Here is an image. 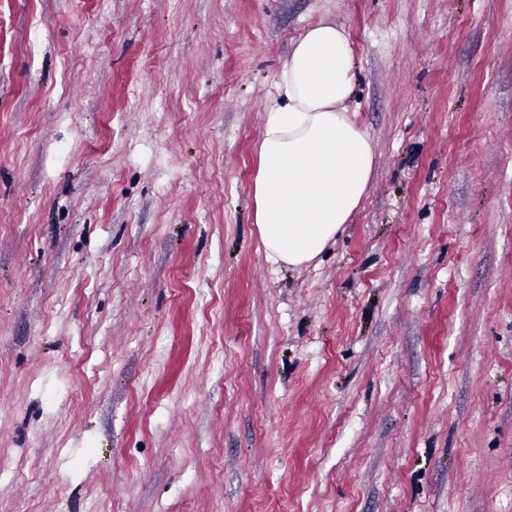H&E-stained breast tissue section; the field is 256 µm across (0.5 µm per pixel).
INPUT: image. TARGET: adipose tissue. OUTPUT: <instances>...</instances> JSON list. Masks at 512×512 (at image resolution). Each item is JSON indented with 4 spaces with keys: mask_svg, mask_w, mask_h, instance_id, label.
Wrapping results in <instances>:
<instances>
[{
    "mask_svg": "<svg viewBox=\"0 0 512 512\" xmlns=\"http://www.w3.org/2000/svg\"><path fill=\"white\" fill-rule=\"evenodd\" d=\"M275 88L258 146L255 222L267 260L300 267L349 222L375 167L371 140L349 116L355 72L344 29L311 26Z\"/></svg>",
    "mask_w": 512,
    "mask_h": 512,
    "instance_id": "1",
    "label": "adipose tissue"
}]
</instances>
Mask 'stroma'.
I'll return each mask as SVG.
<instances>
[{"label":"stroma","mask_w":512,"mask_h":512,"mask_svg":"<svg viewBox=\"0 0 512 512\" xmlns=\"http://www.w3.org/2000/svg\"><path fill=\"white\" fill-rule=\"evenodd\" d=\"M321 21L376 165L291 267ZM0 512H512V0H0ZM353 59L345 30L319 22L278 73L253 187L255 224L271 263L312 262L369 190L375 151L349 116Z\"/></svg>","instance_id":"obj_1"}]
</instances>
